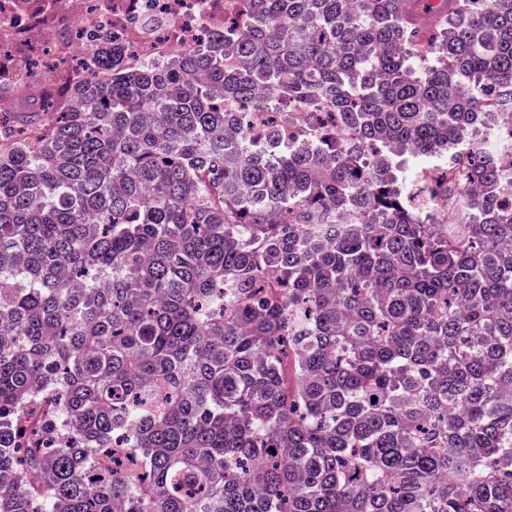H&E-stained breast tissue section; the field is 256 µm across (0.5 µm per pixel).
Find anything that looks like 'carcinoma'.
I'll list each match as a JSON object with an SVG mask.
<instances>
[{"label":"carcinoma","instance_id":"cac0c4a2","mask_svg":"<svg viewBox=\"0 0 512 512\" xmlns=\"http://www.w3.org/2000/svg\"><path fill=\"white\" fill-rule=\"evenodd\" d=\"M237 2L0 106V512H512V177L448 226L403 173L512 100V0L425 51L412 0Z\"/></svg>","mask_w":512,"mask_h":512}]
</instances>
